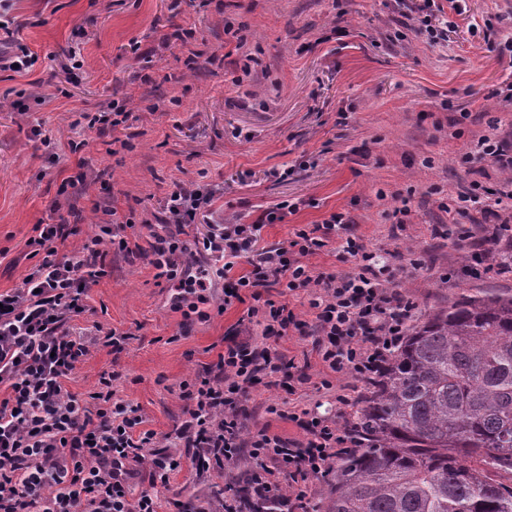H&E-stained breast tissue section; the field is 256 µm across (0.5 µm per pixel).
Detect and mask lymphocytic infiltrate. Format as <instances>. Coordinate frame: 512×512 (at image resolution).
Returning a JSON list of instances; mask_svg holds the SVG:
<instances>
[{
    "label": "lymphocytic infiltrate",
    "instance_id": "1",
    "mask_svg": "<svg viewBox=\"0 0 512 512\" xmlns=\"http://www.w3.org/2000/svg\"><path fill=\"white\" fill-rule=\"evenodd\" d=\"M461 161L511 171L512 141L491 130L468 146ZM86 189L85 170L63 179L66 213L35 225L26 246L38 263L17 288L0 293V512H157L158 492L172 473L188 466L209 476L240 460L246 466L240 497L220 507L204 498L177 501L175 512H267L272 506L301 512L310 483L326 477L335 458L355 446L345 378L366 381L379 373L415 319L416 303L392 289L393 269L357 235L349 214L331 213L268 243L264 228L284 223L297 204L278 203L241 224L216 218L215 189L193 183L176 185L165 198L154 215L165 231L151 233L144 246L127 234L133 214L93 201L100 232L80 251H69V218ZM439 206L453 219L434 227V236L467 242L466 261L512 271L506 260L511 188L473 182ZM196 224L208 225V233L185 239L186 227ZM331 245L347 271L308 264V257ZM114 256L130 264L149 260L158 277L189 292L205 288L207 278L222 280L225 306L246 307L248 328L230 327L232 340L217 361L179 383L178 396L189 408L164 436L144 429L139 407L118 397L119 371L103 372L84 401L67 387L91 350L119 353L131 338L127 331L77 325L90 310L91 288L111 274ZM241 261L246 271L234 274ZM279 289L309 293L313 350L331 372L321 388L335 413L297 405L276 410L305 433L302 442L250 431L244 409L249 387L282 385L284 370H296L298 382L308 378L306 367L294 366L274 345L304 326L289 304L273 300Z\"/></svg>",
    "mask_w": 512,
    "mask_h": 512
}]
</instances>
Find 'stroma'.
<instances>
[{
    "mask_svg": "<svg viewBox=\"0 0 512 512\" xmlns=\"http://www.w3.org/2000/svg\"><path fill=\"white\" fill-rule=\"evenodd\" d=\"M437 3L449 22L444 47L408 32L402 0H14L17 39L38 60L21 73L0 72V292L34 265L26 242L35 224L49 221L63 178L80 160L95 181L79 202L74 251L95 231L92 200L134 207V231L144 236L174 186L195 183L216 188L215 209L245 224L277 203H299L287 223L264 228L269 242L350 212L368 245L396 268L393 288L419 313L472 288L511 291L512 273H460L462 242L431 238L430 227L450 220L440 194L464 181L496 188L508 179L489 163L464 165L459 157L489 126L512 138V104L501 97L512 85V55L470 33L490 15L512 26V0H462L456 10ZM228 21L237 36L225 34ZM177 25L196 33L195 70L161 46ZM72 56L81 67L57 92L47 72ZM35 89L43 99L28 117L13 112L17 92ZM114 100L125 102L129 128L126 146L110 154L85 117ZM461 108L471 117L459 124ZM404 198L411 215L396 241L388 229ZM174 294L147 260L115 261L91 288L92 311L79 325L133 337L121 353L93 351L69 390L86 397L102 372L119 366L120 397L140 408L145 428L171 432L184 412L179 383L223 353L225 332L244 313L239 304L219 312L218 287L206 301L178 308ZM312 342L279 340L287 358L310 361L309 378L292 395L282 387L249 390L251 430L301 441L303 431L268 406L333 410L318 390L326 370Z\"/></svg>",
    "mask_w": 512,
    "mask_h": 512,
    "instance_id": "35a3bbf8",
    "label": "stroma"
}]
</instances>
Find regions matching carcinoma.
<instances>
[{
  "instance_id": "carcinoma-1",
  "label": "carcinoma",
  "mask_w": 512,
  "mask_h": 512,
  "mask_svg": "<svg viewBox=\"0 0 512 512\" xmlns=\"http://www.w3.org/2000/svg\"><path fill=\"white\" fill-rule=\"evenodd\" d=\"M352 424L361 446L304 512H512V294H463L411 324ZM237 488L220 474L206 496Z\"/></svg>"
}]
</instances>
